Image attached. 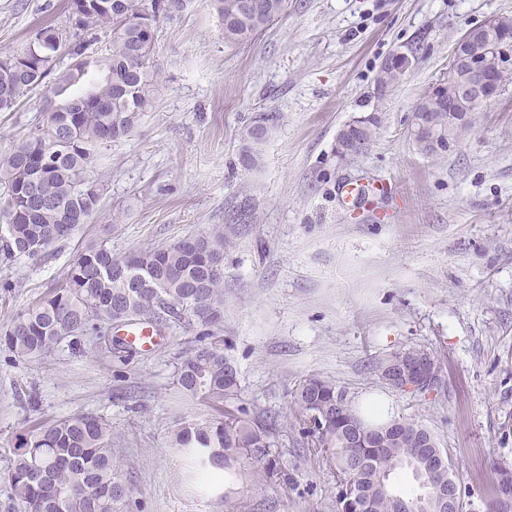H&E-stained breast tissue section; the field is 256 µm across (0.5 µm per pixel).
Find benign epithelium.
<instances>
[{
	"label": "benign epithelium",
	"instance_id": "benign-epithelium-1",
	"mask_svg": "<svg viewBox=\"0 0 512 512\" xmlns=\"http://www.w3.org/2000/svg\"><path fill=\"white\" fill-rule=\"evenodd\" d=\"M414 55L398 51L387 57L382 69L396 68L405 73L413 64ZM449 70L457 75L458 84L448 97V111L465 117L502 95L497 75L512 71V31L501 17H492L466 31L457 41ZM386 381L395 389L413 395H425L441 382L437 370L411 361L390 365Z\"/></svg>",
	"mask_w": 512,
	"mask_h": 512
}]
</instances>
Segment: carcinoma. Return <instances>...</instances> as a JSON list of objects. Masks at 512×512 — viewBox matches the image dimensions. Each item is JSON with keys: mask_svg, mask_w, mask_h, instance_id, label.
Wrapping results in <instances>:
<instances>
[{"mask_svg": "<svg viewBox=\"0 0 512 512\" xmlns=\"http://www.w3.org/2000/svg\"><path fill=\"white\" fill-rule=\"evenodd\" d=\"M106 10L91 0H68L71 30L44 26L26 48L0 59V112H13L37 91L63 97L49 104L46 124L12 141L0 154V265L38 261L48 249L70 238L98 210L102 189L92 171L94 151L130 136L151 106L157 77L154 55L160 22L184 7L185 0H108ZM224 28V43H246L288 9V0H266L265 12L240 11V0H211ZM109 38L102 41L99 33ZM68 65H63L64 59ZM415 125L421 151L445 148L466 132L448 123V105L420 99ZM275 113L254 120L261 134L240 149L242 166H258L262 146L275 128ZM378 118L339 132L336 151L348 156L353 141L360 151L371 145ZM224 225L161 247L114 254L104 243L86 247L70 267L64 284L12 318L0 342L17 356L41 358L69 337L109 330L122 315L163 331L172 322L189 332L201 328L198 344L180 357L176 383L192 399L220 408L218 416L182 425L180 448L213 480L219 472L250 466L271 479L278 475L279 452L270 440L275 423L261 421L238 399V372L224 353ZM420 348L396 351L376 362L385 367L407 361ZM295 418L317 435V448L337 474L336 512H439L437 488L453 481L448 455L433 448L442 463L427 481L420 476V449L410 434H434L407 419L373 422L330 379L311 375L293 391ZM409 469L421 492L396 491L390 477ZM12 496L24 512H123L129 489L112 461V426L92 414L41 422L20 435L8 471Z\"/></svg>", "mask_w": 512, "mask_h": 512, "instance_id": "carcinoma-1", "label": "carcinoma"}]
</instances>
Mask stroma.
<instances>
[{
    "instance_id": "stroma-1",
    "label": "stroma",
    "mask_w": 512,
    "mask_h": 512,
    "mask_svg": "<svg viewBox=\"0 0 512 512\" xmlns=\"http://www.w3.org/2000/svg\"><path fill=\"white\" fill-rule=\"evenodd\" d=\"M492 16L512 17V0H290L239 46L225 45L210 0L164 20L151 107L94 158L98 211L45 260L0 266V326L59 288L90 242L122 254L227 225L225 352L240 405L277 419L282 472L248 467L216 487L175 448L177 428L215 415L175 385L193 333L166 330L123 363L92 334L42 359L0 343V512H17L6 480L17 435L83 413L112 426L131 512H336V469L294 420L292 392L311 374L359 409L431 429L466 512H489L498 467H512V87L446 150L423 153L411 129L458 39ZM46 25L68 28L67 0H0V57ZM407 48L416 66L377 95L381 62ZM44 108L38 92L0 112V151L43 125ZM265 112L279 122L247 171L241 136ZM370 115L371 146L340 158V129ZM413 347L441 362L427 397L372 371Z\"/></svg>"
}]
</instances>
